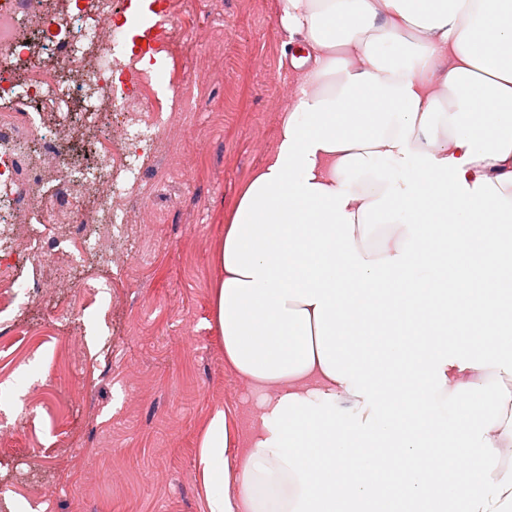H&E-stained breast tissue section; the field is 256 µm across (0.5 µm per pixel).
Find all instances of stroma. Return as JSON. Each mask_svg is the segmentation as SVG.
<instances>
[{
	"label": "stroma",
	"mask_w": 512,
	"mask_h": 512,
	"mask_svg": "<svg viewBox=\"0 0 512 512\" xmlns=\"http://www.w3.org/2000/svg\"><path fill=\"white\" fill-rule=\"evenodd\" d=\"M168 0H159L156 11ZM156 11L116 12L125 49L148 54L155 95L197 94L182 137L131 178L153 221L112 254L70 267L37 256L0 314V512H209L201 449L216 413L237 448L258 397L226 367L212 318L214 252L246 182L273 148L300 69L278 0H180L168 52ZM65 285L33 286L37 271Z\"/></svg>",
	"instance_id": "obj_1"
}]
</instances>
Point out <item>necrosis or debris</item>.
Instances as JSON below:
<instances>
[{
	"label": "necrosis or debris",
	"instance_id": "1",
	"mask_svg": "<svg viewBox=\"0 0 512 512\" xmlns=\"http://www.w3.org/2000/svg\"><path fill=\"white\" fill-rule=\"evenodd\" d=\"M86 37L104 50L92 67L81 49ZM124 39L121 26L106 8L87 29L79 15L60 18L45 0H0V90L20 86L28 91L14 100L12 111L0 114V140H33L39 145L34 162L17 153L0 154V186L9 191L7 222L26 233L25 247L33 253H44L46 244L55 241L53 226L61 211H70L72 223H87V216L74 207L84 194H91L101 209L112 214L110 233L97 240L104 252L110 251L112 236L122 224L147 206L118 186L137 150L153 148L157 140L153 124L144 123L133 109L135 102L149 97L152 83L125 65ZM44 54L55 57L56 68L42 65ZM92 84L103 91L100 105L107 117L106 133L94 143L96 168L79 176L62 145L65 131L43 133L38 116L45 106L38 97L44 92L66 102L85 95Z\"/></svg>",
	"mask_w": 512,
	"mask_h": 512
}]
</instances>
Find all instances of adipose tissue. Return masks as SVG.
<instances>
[{"instance_id": "obj_1", "label": "adipose tissue", "mask_w": 512, "mask_h": 512, "mask_svg": "<svg viewBox=\"0 0 512 512\" xmlns=\"http://www.w3.org/2000/svg\"><path fill=\"white\" fill-rule=\"evenodd\" d=\"M279 23L312 65L215 253L259 404L234 455L211 422L209 512H512V318L448 268L452 227L512 256V0H280Z\"/></svg>"}]
</instances>
